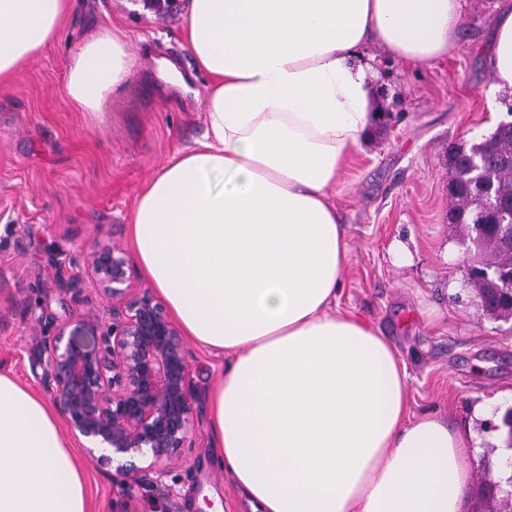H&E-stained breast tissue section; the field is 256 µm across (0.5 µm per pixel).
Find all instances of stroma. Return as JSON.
I'll return each instance as SVG.
<instances>
[{
  "mask_svg": "<svg viewBox=\"0 0 512 512\" xmlns=\"http://www.w3.org/2000/svg\"><path fill=\"white\" fill-rule=\"evenodd\" d=\"M186 0L159 10L149 0H74L61 38L0 84V369L37 387L41 342L72 315L107 325L105 298L83 256L106 240L128 248L135 201L172 148L205 131L207 79L178 97L159 83L166 59L193 71L182 29ZM512 0H464L459 45L421 64L367 47L378 74L374 121L362 150L331 192L350 251L336 311L363 320L398 348L408 375L409 410L446 416L475 433L481 451L463 493L476 501L480 481L498 476L512 408V318H490L462 293L469 256L448 221V146L474 142L512 122V90L498 89L490 64L493 23ZM118 27L130 39L137 77L115 92L103 118L83 112L66 93L70 51ZM407 247L405 263L393 260ZM195 381L191 448L157 488H127L103 478L83 458L92 512H202L219 497L223 512H250L244 494L214 467L207 390L214 356L190 345ZM493 400L486 419L477 404Z\"/></svg>",
  "mask_w": 512,
  "mask_h": 512,
  "instance_id": "stroma-1",
  "label": "stroma"
}]
</instances>
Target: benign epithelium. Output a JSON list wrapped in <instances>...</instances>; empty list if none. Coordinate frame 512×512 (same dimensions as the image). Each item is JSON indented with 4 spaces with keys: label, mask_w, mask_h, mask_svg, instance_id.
<instances>
[{
    "label": "benign epithelium",
    "mask_w": 512,
    "mask_h": 512,
    "mask_svg": "<svg viewBox=\"0 0 512 512\" xmlns=\"http://www.w3.org/2000/svg\"><path fill=\"white\" fill-rule=\"evenodd\" d=\"M111 300L110 323L83 316L44 341L36 375L67 427L104 469L130 487L163 482L194 425L193 371L182 336L146 288L132 287L124 252L99 243L87 257Z\"/></svg>",
    "instance_id": "1"
}]
</instances>
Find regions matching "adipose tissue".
Listing matches in <instances>:
<instances>
[{
  "mask_svg": "<svg viewBox=\"0 0 512 512\" xmlns=\"http://www.w3.org/2000/svg\"><path fill=\"white\" fill-rule=\"evenodd\" d=\"M72 0H0V82L56 41ZM461 0H187L183 36L209 82L207 133L139 194L129 240L184 336L221 361L214 461L252 512H461L472 449L408 417L405 367L336 312L349 261L330 191L374 119L368 46L445 56ZM512 89V12L492 42ZM136 76L127 35L69 55L66 92L102 115ZM0 512H91L60 409L0 373Z\"/></svg>",
  "mask_w": 512,
  "mask_h": 512,
  "instance_id": "1",
  "label": "adipose tissue"
}]
</instances>
